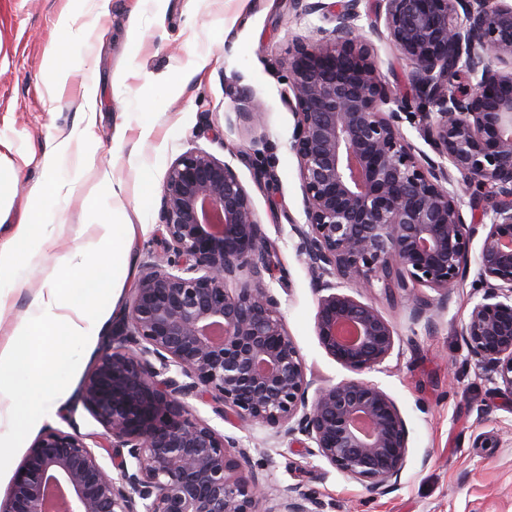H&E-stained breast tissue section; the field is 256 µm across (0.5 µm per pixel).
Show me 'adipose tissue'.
I'll return each instance as SVG.
<instances>
[{"instance_id": "ef3b65f1", "label": "adipose tissue", "mask_w": 512, "mask_h": 512, "mask_svg": "<svg viewBox=\"0 0 512 512\" xmlns=\"http://www.w3.org/2000/svg\"><path fill=\"white\" fill-rule=\"evenodd\" d=\"M132 222L104 223L97 245L53 253L48 239L33 225H15L0 243V298L21 286L33 264L52 263L53 270L12 327L13 336L39 340L53 336L57 346L49 354H25L14 344L0 346V447L9 448L21 429L42 425L49 417L47 401L64 398L65 377L73 366L74 346L104 331L103 311L133 276L136 265ZM25 372L35 379L30 407L18 412L19 391L13 380Z\"/></svg>"}]
</instances>
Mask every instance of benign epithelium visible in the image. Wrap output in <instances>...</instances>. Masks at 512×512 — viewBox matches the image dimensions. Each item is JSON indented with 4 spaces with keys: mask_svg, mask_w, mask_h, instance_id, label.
I'll list each match as a JSON object with an SVG mask.
<instances>
[{
    "mask_svg": "<svg viewBox=\"0 0 512 512\" xmlns=\"http://www.w3.org/2000/svg\"><path fill=\"white\" fill-rule=\"evenodd\" d=\"M293 2L334 22L281 68L306 215L291 229L317 294L319 344L352 376L333 384L308 375L266 281L270 245L250 195L231 163L191 149L162 184L164 249L148 254L65 411L71 431L40 435L0 512H52L57 494L63 512H258L261 501L264 512H323L313 493L273 496L266 475L242 476L246 450L189 410L193 396L313 443L343 476L386 495L405 468L409 431L396 401L364 375L392 354L396 331L342 284L376 280L430 327L465 278L477 237L482 295L463 337L474 366L512 394V0H377L390 40L413 64L416 99L433 112L413 111L378 72L356 25L363 0ZM234 98L228 128L259 124L262 104L242 87ZM406 122L439 161L417 157ZM229 154L251 163L257 183L278 181L273 166ZM445 160L467 187L494 189L490 223L466 222ZM80 406L102 426L94 439L106 454L80 433Z\"/></svg>",
    "mask_w": 512,
    "mask_h": 512,
    "instance_id": "7a95c632",
    "label": "benign epithelium"
}]
</instances>
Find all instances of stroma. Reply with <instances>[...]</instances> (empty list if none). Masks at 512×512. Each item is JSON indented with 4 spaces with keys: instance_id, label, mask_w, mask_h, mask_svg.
Wrapping results in <instances>:
<instances>
[{
    "instance_id": "stroma-1",
    "label": "stroma",
    "mask_w": 512,
    "mask_h": 512,
    "mask_svg": "<svg viewBox=\"0 0 512 512\" xmlns=\"http://www.w3.org/2000/svg\"><path fill=\"white\" fill-rule=\"evenodd\" d=\"M357 21L373 47L381 76L398 95L411 91L413 66L390 41L373 0H363ZM73 18L69 36L58 20ZM333 24L304 15L292 0H111L100 14L97 0H0V157L15 167L18 185L11 208L0 211V238L12 224L37 215L29 195L42 188L40 161L59 136L72 138L57 167L62 183L54 197L59 225H46L60 250L96 241L102 174L123 184L124 210L136 229L138 258L162 250L161 186L174 160L200 147L230 158L229 146L265 153L279 176L275 189L256 184L250 165L233 166L249 193L275 259L286 272L272 287L288 333L309 371L336 383L348 372L320 346L315 333L317 296L292 225L306 221L298 162L290 149L294 127L278 68L296 42L312 41ZM66 40L64 85L43 73V51ZM96 83L95 111L84 108L86 84ZM242 85L265 106L258 127L229 131L230 89ZM49 273L38 267L22 290L0 306V342H7ZM478 278L470 268L432 327L412 324L401 300L382 283L361 289L394 326L390 357L368 378L398 404L409 431V453L397 489L376 498L361 483L337 472L309 449L289 447L273 429L241 427L220 418L210 398H189L200 417L239 439L251 464L269 461L275 492H313L326 512H512V397L467 362L463 326Z\"/></svg>"
}]
</instances>
